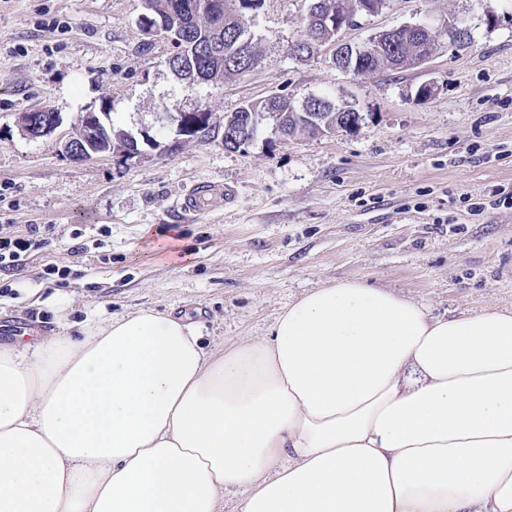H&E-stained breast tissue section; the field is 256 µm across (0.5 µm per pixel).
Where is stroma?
Returning <instances> with one entry per match:
<instances>
[{"label": "stroma", "instance_id": "stroma-1", "mask_svg": "<svg viewBox=\"0 0 512 512\" xmlns=\"http://www.w3.org/2000/svg\"><path fill=\"white\" fill-rule=\"evenodd\" d=\"M487 7L511 11L512 0H387L344 40L452 13L473 43L451 51L441 29L424 65L353 74L329 45L291 57L308 0H262L250 22L256 66L190 84L166 65L170 42L141 30V0H0V234L36 225L50 241L0 274V343L79 335L93 311L153 308L189 316L218 354L266 337L310 290L350 279L435 316L512 309V27H487ZM427 81L433 96L416 99ZM274 95L328 97L362 121L351 134L295 138L268 126L225 149V115ZM105 103L114 127L148 130L160 148L64 157L58 138ZM201 107L211 130L178 134L175 116ZM41 108L61 125L23 135L20 116ZM199 184L222 188L223 201L180 213ZM48 265L70 269L66 284L42 278Z\"/></svg>", "mask_w": 512, "mask_h": 512}]
</instances>
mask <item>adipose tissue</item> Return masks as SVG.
<instances>
[{
  "label": "adipose tissue",
  "mask_w": 512,
  "mask_h": 512,
  "mask_svg": "<svg viewBox=\"0 0 512 512\" xmlns=\"http://www.w3.org/2000/svg\"><path fill=\"white\" fill-rule=\"evenodd\" d=\"M512 512V311L358 280L207 354L151 308L0 344V512Z\"/></svg>",
  "instance_id": "adipose-tissue-1"
}]
</instances>
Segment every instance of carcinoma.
Here are the masks:
<instances>
[{
    "mask_svg": "<svg viewBox=\"0 0 512 512\" xmlns=\"http://www.w3.org/2000/svg\"><path fill=\"white\" fill-rule=\"evenodd\" d=\"M343 9L358 14L363 0H310L308 10L336 11V2ZM149 18L155 23L179 27L182 43L172 45L167 59L169 68L178 76H194L200 83H209L224 77L242 74L257 64V54L243 55L238 51L246 24V13L254 12L262 0H215L213 8L203 14L196 12L197 0H152ZM436 46V37L406 27L391 36L384 53L365 54L361 58L363 72L374 71L384 63L395 68L414 65L426 51ZM310 120H291L294 106L279 96L241 108L243 112L275 114L288 125L286 136H315L338 125L345 132L356 129L361 119L358 112H344L336 103L324 97L306 103Z\"/></svg>",
    "mask_w": 512,
    "mask_h": 512,
    "instance_id": "carcinoma-1",
    "label": "carcinoma"
}]
</instances>
